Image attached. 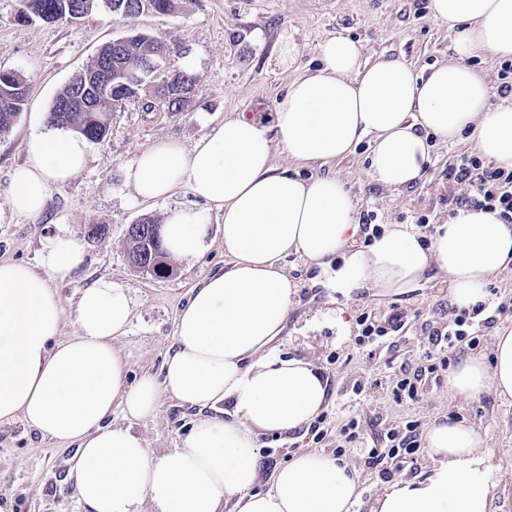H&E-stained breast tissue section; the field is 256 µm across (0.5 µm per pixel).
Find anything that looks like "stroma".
<instances>
[{"mask_svg":"<svg viewBox=\"0 0 512 512\" xmlns=\"http://www.w3.org/2000/svg\"><path fill=\"white\" fill-rule=\"evenodd\" d=\"M429 4L430 0H179L171 13L116 17L98 0L91 12L72 22L48 23L35 17L20 23L15 15L22 0H0V72L19 74L28 85L26 106L10 130L0 133V261L24 262L44 272L47 236L64 229L82 235L89 225H105V240L85 243L82 268L57 286L65 310L61 335L76 333L74 308L80 291L98 278H110L128 288L132 298L131 324L115 342L127 362L129 380L146 372L160 374L174 343L177 314L192 288L223 271L228 262L223 219L212 218L208 247L201 254L167 257L169 274L158 276L130 267L128 226L147 216L163 219L169 209L191 203L192 198L180 190L156 204L136 202L125 178L127 166L158 140L188 146L230 118L242 116L271 125L289 84L304 69L318 65L320 43L337 33L359 41L368 63L398 58L421 71L447 60L448 26L432 17ZM128 32H143L173 45L166 72L181 71L185 62H192L197 82L189 106L181 112L168 111L154 86H147L139 98L112 112L105 138L89 145L86 168L54 191L45 213L15 214L8 204L10 174L25 160L27 138L44 129L61 88L92 64L103 45ZM285 42L297 49L295 63L287 68L278 62V49ZM371 149V141L363 140L354 154L320 167L297 164L278 146L272 162L277 170L305 178L336 175L345 182L359 214L376 213L380 224H414L422 218L423 234L431 235L435 225L448 219V161L473 151L470 136L453 144L435 142L423 178L399 190L371 180L367 162ZM61 215L67 216V225H58ZM283 264L299 288L275 345L283 356L313 360L327 377L330 399L323 416L329 430L319 442L306 428L285 436H261L265 473L304 449L337 454L336 436L344 415L373 418L385 425L422 426L430 416L442 413L478 422L487 431L488 451L497 468L498 512H512V404L491 390L473 402L453 400L444 373L415 400L398 403L391 394L401 364L416 368L426 363L423 353L428 341L422 322L443 325L449 320L448 279L432 273L418 287L399 294L362 289L346 297L317 282V268L305 264L300 255L288 254ZM395 305L408 313L405 342L390 350L356 345L358 315L370 311L382 317ZM336 309L344 310L350 322V333L342 340L331 320ZM358 381L365 390L356 396L351 387ZM196 414V409L166 397L154 416L134 422L133 428L159 454L183 443ZM74 451V445L43 436L23 421L0 425V495L12 499L13 512H84L67 479V461ZM341 457L360 470L366 502L389 481L423 476L432 466L423 454L415 469L384 479L368 468L363 453L350 450Z\"/></svg>","mask_w":512,"mask_h":512,"instance_id":"35a3bbf8","label":"stroma"}]
</instances>
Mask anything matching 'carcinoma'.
I'll use <instances>...</instances> for the list:
<instances>
[{
    "instance_id": "obj_1",
    "label": "carcinoma",
    "mask_w": 512,
    "mask_h": 512,
    "mask_svg": "<svg viewBox=\"0 0 512 512\" xmlns=\"http://www.w3.org/2000/svg\"><path fill=\"white\" fill-rule=\"evenodd\" d=\"M94 2L95 0H24V8L18 13L17 21L26 23L37 17L46 22H56L62 19L67 9L84 16L92 10ZM105 4L114 15L135 16L146 9L170 13L176 9L178 0H105ZM126 42L150 52L160 53L164 49L160 40L140 32H131L106 43L94 60V64L109 71L104 90L100 91L87 83L86 72H81L56 95L48 114L51 125L73 130L91 141L104 139L109 128L110 112L119 104L139 96L140 90L148 82L146 76L136 82L127 80V74L143 69L146 54L126 50ZM23 84L25 81L17 74L0 73V133L8 130L24 109L27 98L24 93L17 91ZM80 98L91 102V106L78 107L65 114L60 112L63 106H68ZM61 114L65 118L59 123L55 122V118ZM129 245L130 255H146L143 263L149 265V271L155 273L165 266L166 251L162 240L148 245L143 238L131 236Z\"/></svg>"
}]
</instances>
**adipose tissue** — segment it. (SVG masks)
Returning a JSON list of instances; mask_svg holds the SVG:
<instances>
[{"instance_id": "1", "label": "adipose tissue", "mask_w": 512, "mask_h": 512, "mask_svg": "<svg viewBox=\"0 0 512 512\" xmlns=\"http://www.w3.org/2000/svg\"><path fill=\"white\" fill-rule=\"evenodd\" d=\"M430 10L448 25L451 54L428 73L397 59L365 63L360 44L336 34L320 43L315 71L289 85L272 126L232 118L188 147L158 141L127 167L139 202L164 201L182 188L193 196L165 215L171 254L201 253L218 214L230 260L179 311L161 376L127 381L112 341L127 331L132 300L112 279L81 291L77 334L61 339L56 286L84 262L78 236L46 237L43 274L0 262V424L21 419L75 444L68 478L86 512H352L359 503L358 470L324 453L303 451L268 475L261 466L259 434L299 431L328 399L313 361L282 358L274 346L298 290L281 258L299 254L345 291L394 294L434 271L452 283L451 306L470 309L512 265V224L495 211L461 208L429 244L412 225L388 224L366 245L345 183L277 172L273 146L295 162L327 164L372 138L368 171L397 190L421 179L428 136L453 143L467 131L482 157L512 170V100L493 102L486 78L467 64L478 53L512 59V0H431ZM25 153L11 173L8 203L36 217L86 167L89 145L77 132L50 127L28 138ZM490 390L512 401V330L495 336L491 357L467 354L448 374L453 398L472 401ZM165 393L199 416L182 447L154 455L133 424L153 416ZM221 403L223 417L215 413ZM116 404L120 423L109 420ZM424 443L431 474L387 485L367 512H497L496 468L481 426L437 416Z\"/></svg>"}]
</instances>
